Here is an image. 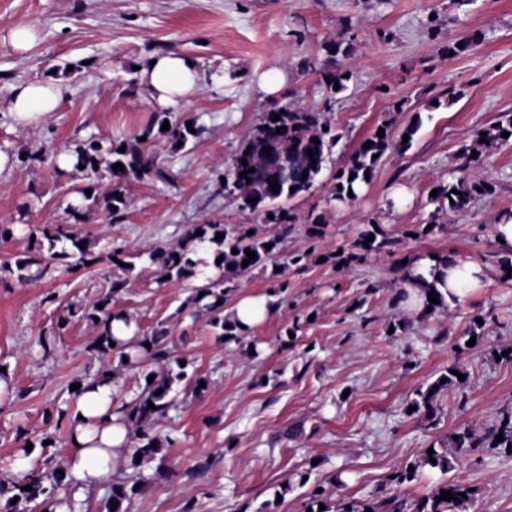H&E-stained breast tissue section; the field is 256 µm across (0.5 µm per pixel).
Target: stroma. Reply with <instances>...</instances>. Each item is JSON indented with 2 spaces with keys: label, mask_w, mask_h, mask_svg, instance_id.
Masks as SVG:
<instances>
[{
  "label": "stroma",
  "mask_w": 512,
  "mask_h": 512,
  "mask_svg": "<svg viewBox=\"0 0 512 512\" xmlns=\"http://www.w3.org/2000/svg\"><path fill=\"white\" fill-rule=\"evenodd\" d=\"M16 26L37 34L27 52L9 42ZM471 33L480 37L473 51L442 56L444 44ZM343 34L354 46L343 61L353 79L329 104L312 64ZM155 52L185 55L204 76L195 99L167 112L172 123L194 119L201 132L177 151L155 142L174 180H129L121 223H104L93 202L82 221H71L67 206L84 182L45 158L92 137L141 133L162 111L139 71ZM51 78L65 87L57 111L18 125L9 110L14 86ZM400 100L407 111L399 124L421 114L412 147L387 150L357 200L328 204L336 170ZM286 103L325 110L341 139L316 188L290 201L299 216L294 232L228 297L233 306L273 292L279 308L228 342L180 312L190 282H159L150 254L174 246L193 224L268 234L260 212L241 208L221 179L263 113ZM505 114L512 115V0H0V150L15 159L0 173V488L63 463L69 424L58 413L75 401L71 385L97 377L104 362L88 349L91 322H57L124 277L116 308L146 333L171 326L188 363L176 409L153 429L171 441L163 470L144 469L130 512H307L310 485L337 477L346 499L430 493L440 473L423 471L402 486L389 478L449 434L483 432L512 410V359L501 354L512 348V278L497 263L492 232L499 213L512 210V142L477 163L496 185L493 196L446 216L437 235L411 231L429 223L428 195L457 166L460 147ZM314 210L326 214L321 251L349 248L361 225L375 223L395 238L393 255L348 269L291 265ZM47 224L69 225L91 262L72 267L66 240L55 248L51 277L20 281L16 263L31 256L30 235ZM432 253L482 259L491 280L457 307L420 319L392 304L401 286L396 263ZM489 312L497 322L468 345L474 319ZM297 320L302 328L289 336ZM451 366L464 370L465 387L440 391L434 416L409 413L417 392ZM195 379L203 391H193ZM451 475L476 490L465 512H512L511 458L480 448L458 457Z\"/></svg>",
  "instance_id": "stroma-1"
}]
</instances>
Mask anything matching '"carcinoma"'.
Returning <instances> with one entry per match:
<instances>
[{"label":"carcinoma","mask_w":512,"mask_h":512,"mask_svg":"<svg viewBox=\"0 0 512 512\" xmlns=\"http://www.w3.org/2000/svg\"><path fill=\"white\" fill-rule=\"evenodd\" d=\"M478 39L466 36L451 41L445 47V53H453L458 57L473 50ZM324 58L315 69L320 76V85L325 93L326 105L336 101V96L348 88V83L353 78V72L348 68L338 65L339 58H347L351 55L353 45L344 40L329 41L324 47ZM339 89H334V85ZM280 115L277 121L272 120L273 115ZM420 114L409 120L400 130V134L408 135V142L398 139V146L407 150L411 148L415 135L419 130ZM166 113L157 115L153 122L136 139V144L116 142L112 138H90L75 145L70 149L74 157L72 165L73 175L88 181V185L81 189V197L69 203V215L73 218L79 216L83 208V202L93 199L103 202V220L110 224L112 219L119 216L129 206L126 195L125 183L130 178H140L153 174L163 180L168 179V173L159 164L155 154L144 151L139 147L142 140L148 141L161 138L171 144L172 149H177V144H187L196 134L188 131L186 123L170 125L169 130H161ZM384 136L372 131L366 136L354 150L348 161L341 168L342 174L335 177L336 183L332 190V200L337 202H349L358 198L361 189L370 184L366 176H374L376 166L382 155L392 143L391 128L389 123H382ZM508 132L509 137L501 136L502 132ZM488 143L481 142V139ZM338 136L333 133L330 123L325 118L323 111L305 110L292 107L287 104L275 106L263 113L260 123L246 138L240 149L230 158L226 166L225 189L233 194H238L242 207L253 211L261 208L263 215H274L272 219H265V223L273 225L272 232L265 237L258 238L248 234V229L242 225L233 224H194L185 233L183 243L177 248H171L160 252L156 260L160 268L155 270L159 280L168 279L176 282L186 281L197 276L198 262L191 255L199 249L213 250V259L220 260L218 268L222 276L216 280H210L207 284L195 288V294L200 299L187 305L189 316L194 319H205V324L216 330L218 335L230 339L238 336L236 328L224 319V296L234 287L239 277L265 266V262L277 252L285 242L291 224L297 220V215L291 209L283 206L269 207L276 201H291L305 193L310 192L319 182L323 171L326 169L333 148L336 147ZM512 140V115H505L498 122L476 130L470 144L463 146L460 159L462 162L457 168L448 171V181H440L433 185L438 190L437 195L428 198V203L435 206L432 213L431 225H422L418 230L420 235H430L437 228V221L443 214H459L468 209L476 200L494 194L495 185L487 177L477 171L472 163L478 161L481 154H490L499 150L503 145ZM369 147H364V144ZM126 147V151H119L120 147ZM270 153H265V149ZM313 155H308V151ZM247 164H242V161ZM120 163L124 170L114 171L113 165ZM245 177H239L240 173ZM355 178H350V175ZM109 176L111 184L102 193V197H89L88 190H95L96 184L104 176ZM279 185V190L272 191L271 185ZM258 201H252V198ZM307 238L311 244L305 250H297L289 255L291 263L298 264L308 258L315 251L316 240L322 238L323 224L326 223L325 214L309 213L307 215ZM42 237L47 241V251H52L56 242L69 240L71 236L66 224H48L41 229ZM223 233L225 237L216 239V234ZM374 236L370 242L368 236ZM368 245H363V242ZM391 245L390 237L386 229L380 224H365L359 230L356 240L353 242L352 251L347 254L336 255L327 253L322 255L324 260L335 258L345 262L349 266L355 262H364L371 256H379L387 252ZM237 253H232V250ZM255 253V259L249 261L247 266H242L247 259L246 251ZM19 269L27 271L26 279L37 281L44 278L50 271V264L42 258H30L20 263ZM127 286V278L112 280L109 289L103 295L96 298L91 305L82 309V318L91 322L97 328V335L93 341V350L101 356L117 354L127 358V365L141 367L149 361L169 362L174 361L178 365V372L166 369L155 373V379L151 383H144L141 390L128 400L121 401V406L116 409L121 421L129 428V440L136 443L132 457L135 467H143L158 459L163 444L161 440L151 434L153 427L167 417L168 412L175 406L176 395L174 385L186 379L183 359L174 354V350L168 346L170 329L161 322L150 333L140 335L135 351H126V345L115 337L112 332V321L120 320L125 326H130L132 318L127 314L112 309V298ZM150 346H144V343ZM441 377L445 382L435 380L429 385L427 391L419 392L420 400L412 402L416 411L431 414L434 412L433 401L435 394L444 389L461 386L463 382L446 370ZM161 394H156L157 390ZM153 403L155 408L148 407ZM501 435L503 440L495 442V437ZM493 447L500 454L512 458V410H503L499 413L483 436L478 437L472 430L465 428L448 436V443L442 450H433L432 454H424L419 462L411 463V466H403L394 472V478L390 482L403 485L418 477L419 468L429 467L438 470L442 474H448L452 469V460L448 449L453 448L460 452L467 448ZM59 467H54L47 472H37L30 476L25 485L32 490L25 491L22 486L14 487V496L19 501L30 503L40 497L52 494L62 487V481L66 474L58 473ZM145 478L137 477L132 481H120L112 483L107 512H129L132 500L140 493L136 485L143 484ZM322 492H317V489ZM448 491L454 499L447 501L441 499V492ZM329 492L327 489L316 485L309 493L308 507L311 512H330L327 505ZM474 496L471 486L453 478L442 479L434 490L417 497L409 502L396 497L383 498L381 500L350 499L338 505L337 512H461ZM324 504V510H319V504Z\"/></svg>","instance_id":"obj_1"}]
</instances>
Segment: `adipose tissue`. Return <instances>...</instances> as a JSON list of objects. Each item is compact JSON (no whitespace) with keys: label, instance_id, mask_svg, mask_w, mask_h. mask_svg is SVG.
I'll return each mask as SVG.
<instances>
[{"label":"adipose tissue","instance_id":"obj_1","mask_svg":"<svg viewBox=\"0 0 512 512\" xmlns=\"http://www.w3.org/2000/svg\"><path fill=\"white\" fill-rule=\"evenodd\" d=\"M140 70L151 99L161 107L176 109L196 97L202 77L188 57L156 54ZM61 82L49 79L14 86L11 113L17 124H36L56 112L63 97ZM404 287L411 307H422L427 289H434L448 307H455L472 291L485 287L489 268L479 259L453 256L424 257L404 272ZM67 473L77 492L101 481L113 468L128 443V430L118 423L109 381L88 380L69 410Z\"/></svg>","mask_w":512,"mask_h":512}]
</instances>
